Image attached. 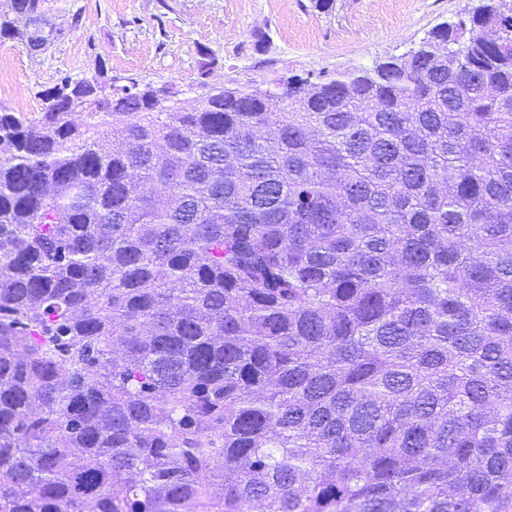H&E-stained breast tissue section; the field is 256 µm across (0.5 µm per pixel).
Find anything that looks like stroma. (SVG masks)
I'll use <instances>...</instances> for the list:
<instances>
[{"label": "stroma", "mask_w": 512, "mask_h": 512, "mask_svg": "<svg viewBox=\"0 0 512 512\" xmlns=\"http://www.w3.org/2000/svg\"><path fill=\"white\" fill-rule=\"evenodd\" d=\"M472 2L333 0L322 8L316 0H45L47 17L64 33L37 55L15 40L0 43L11 72L0 105L40 116L44 89L65 74L91 75L102 62L115 77L176 86L194 107L208 84L372 66L403 54ZM207 55L217 64L205 75Z\"/></svg>", "instance_id": "1"}]
</instances>
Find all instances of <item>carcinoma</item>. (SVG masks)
I'll return each mask as SVG.
<instances>
[{"label":"carcinoma","instance_id":"carcinoma-1","mask_svg":"<svg viewBox=\"0 0 512 512\" xmlns=\"http://www.w3.org/2000/svg\"><path fill=\"white\" fill-rule=\"evenodd\" d=\"M134 81L0 106V512H512V0L280 98Z\"/></svg>","mask_w":512,"mask_h":512}]
</instances>
